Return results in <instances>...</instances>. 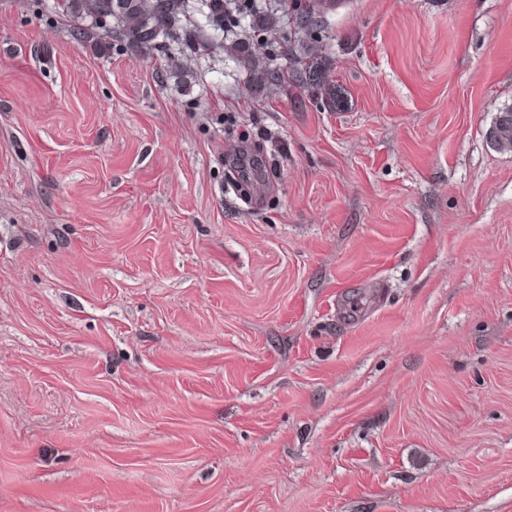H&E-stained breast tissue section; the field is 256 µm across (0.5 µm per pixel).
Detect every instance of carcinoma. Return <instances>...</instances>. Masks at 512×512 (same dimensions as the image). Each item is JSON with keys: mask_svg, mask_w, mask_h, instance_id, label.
<instances>
[{"mask_svg": "<svg viewBox=\"0 0 512 512\" xmlns=\"http://www.w3.org/2000/svg\"><path fill=\"white\" fill-rule=\"evenodd\" d=\"M56 4L75 39L113 36L140 51L157 49L160 38L180 40L189 23L188 0H56ZM199 12L211 34L186 37L185 45L194 53L207 51L211 41L224 36V0H199ZM488 137L498 147H512V107L500 113Z\"/></svg>", "mask_w": 512, "mask_h": 512, "instance_id": "obj_1", "label": "carcinoma"}]
</instances>
